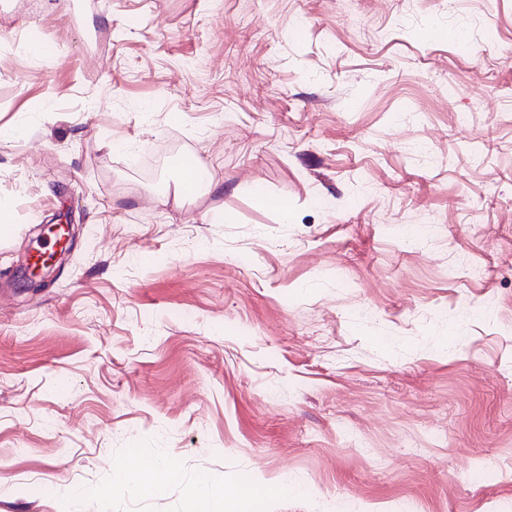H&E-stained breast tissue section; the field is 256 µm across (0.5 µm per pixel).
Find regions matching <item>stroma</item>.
Returning a JSON list of instances; mask_svg holds the SVG:
<instances>
[{
  "instance_id": "35a3bbf8",
  "label": "stroma",
  "mask_w": 512,
  "mask_h": 512,
  "mask_svg": "<svg viewBox=\"0 0 512 512\" xmlns=\"http://www.w3.org/2000/svg\"><path fill=\"white\" fill-rule=\"evenodd\" d=\"M1 125L0 512H512V0H0ZM201 183L204 184L199 186ZM205 186L208 191L223 192L224 190L223 182H218L213 178H206L198 183L196 181L194 165L187 164L183 169L179 182L175 186V202H178L179 199L186 197L188 194H193L196 197ZM68 242L69 238L67 237L65 246L59 249L53 260L46 263L45 266H38L37 268L29 269L28 263H26L25 260V263L21 266V274L27 288H40L42 286L45 279L53 272V267L56 262L63 259V257L69 253L70 247L68 246ZM172 478L170 469L158 463H152L149 467L128 464L116 472V479L120 483L153 493L160 492ZM196 499L195 512H217L213 510V505L217 499L216 489L210 483L206 476H199L196 481Z\"/></svg>"
}]
</instances>
